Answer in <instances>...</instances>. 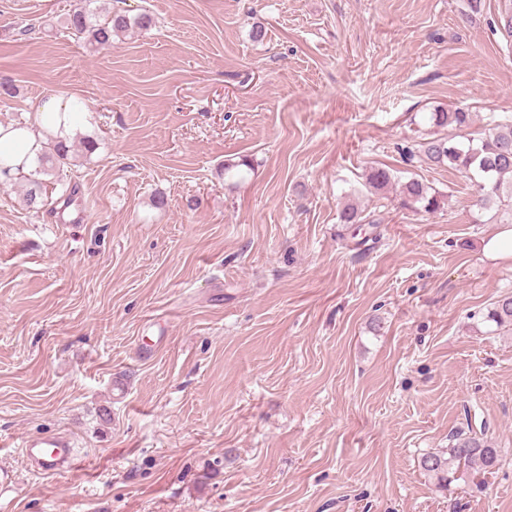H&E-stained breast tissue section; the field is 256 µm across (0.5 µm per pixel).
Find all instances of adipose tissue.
<instances>
[{
  "label": "adipose tissue",
  "instance_id": "1",
  "mask_svg": "<svg viewBox=\"0 0 512 512\" xmlns=\"http://www.w3.org/2000/svg\"><path fill=\"white\" fill-rule=\"evenodd\" d=\"M36 118L33 128L0 124V166L12 174L29 172L48 138L68 137L77 121L71 101L56 96L42 103Z\"/></svg>",
  "mask_w": 512,
  "mask_h": 512
}]
</instances>
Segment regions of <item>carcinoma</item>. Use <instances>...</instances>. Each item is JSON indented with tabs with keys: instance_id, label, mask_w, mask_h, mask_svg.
<instances>
[{
	"instance_id": "obj_1",
	"label": "carcinoma",
	"mask_w": 512,
	"mask_h": 512,
	"mask_svg": "<svg viewBox=\"0 0 512 512\" xmlns=\"http://www.w3.org/2000/svg\"><path fill=\"white\" fill-rule=\"evenodd\" d=\"M69 33L92 47H110L115 38L131 31H147L155 26L153 16L143 11L129 16L101 8L94 13L86 8L70 10L65 17ZM438 129L432 137L422 140L416 153L428 164L448 167L474 179L477 187V222L486 212L494 211L500 221L512 222V117L482 132L472 131L473 113L461 107L453 111L436 109L428 117ZM96 139L84 136L66 140L49 139L37 166L25 175L24 200L28 208L39 212L48 205L45 177H59L61 166L79 150L86 156L97 150ZM368 183L376 191L396 184L400 204L405 209L431 213L441 208L444 196L421 181L410 178L396 181L386 168H375L368 175ZM362 211L354 204H346L339 213V223L360 224ZM483 321L496 327L512 324V295H505L488 311ZM500 462L499 451L487 438L476 433L457 432L450 436L448 450L432 453L421 461V467L442 486L455 480V474L466 468L477 475L492 473Z\"/></svg>"
}]
</instances>
